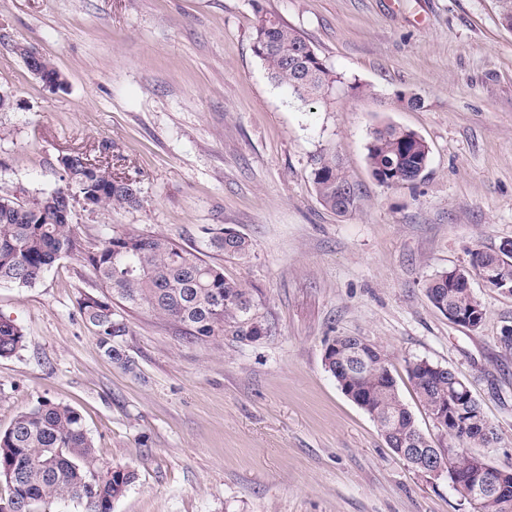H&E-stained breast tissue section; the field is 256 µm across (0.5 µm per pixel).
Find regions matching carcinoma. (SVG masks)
<instances>
[{"instance_id": "1", "label": "carcinoma", "mask_w": 512, "mask_h": 512, "mask_svg": "<svg viewBox=\"0 0 512 512\" xmlns=\"http://www.w3.org/2000/svg\"><path fill=\"white\" fill-rule=\"evenodd\" d=\"M253 49L270 78L288 86L304 101L328 95L335 82L331 71L293 28L272 18L259 20ZM429 146L417 133L392 124L377 127L368 145V162L376 180L387 185L417 181L429 160ZM62 185L39 192L35 206H24L11 194H0V284L18 288L39 282L55 262L82 258L94 271L100 292L78 301L83 317L97 328L99 346L113 363L131 368L121 346L128 335L126 318L114 308L117 297L124 306L146 310L184 326L196 339L230 337L253 342L269 334L257 293L229 280L221 268L171 240L130 230L108 236L84 248L73 224L71 197L92 201L95 209L120 210L140 203V188L133 178L115 177L107 166H97L88 155L73 151L58 160ZM311 174L322 203L345 213L356 203V190L336 156L320 153L312 158ZM209 246L228 256L245 257L252 244L231 228L208 230ZM426 293L439 310H467L483 320L484 308L455 273L443 271L425 282ZM330 354L323 358L338 385H348L365 400V410L382 429L387 444L423 471L430 465L447 469L448 482L458 491H475L469 484L477 468L475 447L498 443L487 440L475 425L461 424L448 431V414L456 407L469 418L483 416L476 400H462L460 383L447 368L416 360L408 372L421 402L444 441L425 442L412 413L399 398L386 355L377 345L365 347L358 336H334ZM23 347V334L12 320L0 316V358ZM505 489H481L469 499L472 512H512V466L498 467ZM0 478L10 493L0 503L10 512H37L58 499L78 500L86 512H112V503L125 496L136 479L129 467L99 470L82 417L69 405L42 400L16 416L0 431Z\"/></svg>"}]
</instances>
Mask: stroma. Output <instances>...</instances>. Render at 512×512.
<instances>
[{
	"instance_id": "obj_1",
	"label": "stroma",
	"mask_w": 512,
	"mask_h": 512,
	"mask_svg": "<svg viewBox=\"0 0 512 512\" xmlns=\"http://www.w3.org/2000/svg\"><path fill=\"white\" fill-rule=\"evenodd\" d=\"M298 31L333 72L306 103L253 51L260 17ZM50 59L33 75L15 45ZM0 193L49 191L60 156L82 151L140 183L120 211L76 209L86 245L136 230L199 251L257 289L271 333L195 340L125 309L124 370L104 354L78 300L97 281L80 258L29 288L0 285V316L24 335L0 358V430L39 400L81 414L99 467L135 483L112 512H472L448 483L396 455L323 363L325 339L362 336L387 354L401 401L440 433L408 374L448 367L500 436L489 462L512 466V292L472 255L512 240V28L497 0H0ZM418 97L420 106L405 99ZM430 147L419 180L377 181L374 128ZM328 152L358 190L352 211L322 206L311 159ZM229 227L253 250L211 251ZM468 273L485 316L453 323L425 280ZM16 52L24 56L29 63V71L38 76L48 85H60L62 80L60 73L45 62V57L28 47H16ZM55 71V72H53Z\"/></svg>"
}]
</instances>
